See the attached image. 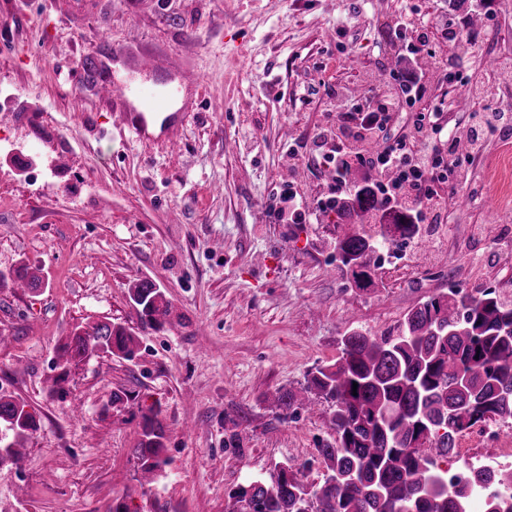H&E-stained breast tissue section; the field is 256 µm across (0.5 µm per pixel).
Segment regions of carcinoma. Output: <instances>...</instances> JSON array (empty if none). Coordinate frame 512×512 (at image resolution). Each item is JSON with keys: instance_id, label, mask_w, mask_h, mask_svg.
<instances>
[{"instance_id": "obj_1", "label": "carcinoma", "mask_w": 512, "mask_h": 512, "mask_svg": "<svg viewBox=\"0 0 512 512\" xmlns=\"http://www.w3.org/2000/svg\"><path fill=\"white\" fill-rule=\"evenodd\" d=\"M354 192L336 199L333 250L338 272L361 291L380 288L378 254L386 245L427 243L412 213L393 205L355 170L346 174ZM23 279L41 287L27 265L4 273L0 284ZM146 328L171 323V305L150 280L128 289ZM138 340L110 321L75 327L58 351L56 381L96 354L134 359ZM339 356L307 375L298 399L291 389L276 392L277 409L326 406L332 440L318 454L325 474L306 481L307 464H283L270 480H257L229 494L232 512H512V467L480 472L465 483L448 484L426 448L445 456L457 436L482 423L512 421V297L498 288H456L405 312L387 334L349 325ZM358 386H353V383ZM160 404L142 411L134 454L146 481L167 465ZM36 420L12 396L0 393V466L16 464Z\"/></svg>"}]
</instances>
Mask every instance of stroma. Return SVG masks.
Here are the masks:
<instances>
[{"mask_svg":"<svg viewBox=\"0 0 512 512\" xmlns=\"http://www.w3.org/2000/svg\"><path fill=\"white\" fill-rule=\"evenodd\" d=\"M487 2L490 29L470 32L468 53L440 44L433 68L400 64L424 71L452 127L471 121L465 81L512 57V0ZM408 10L418 28L445 16L459 30L467 14L448 0H0V96L14 101L0 134L19 145L0 157V271L23 259L43 281L0 287V391L39 421L20 462L0 468V510L112 512L122 496L131 512H225L237 486L308 460L319 482L324 407L283 417L272 394L334 362L348 324L380 333L431 295L512 277V138L495 133L468 167L478 201L461 195L441 246L408 247L379 292L329 275L324 218L269 221L283 183L325 190L313 138L396 55ZM116 48L131 68L152 55L158 82L178 58L189 105L179 153L113 125L120 106L102 84ZM30 159L50 165L47 182L21 173ZM143 278L172 303L175 327L142 328L127 290ZM101 320L136 333V357L94 356L57 382L59 346ZM117 390L130 396L118 407ZM155 402L169 464L145 485L133 450L139 409ZM235 427L245 447L227 444Z\"/></svg>","mask_w":512,"mask_h":512,"instance_id":"stroma-1","label":"stroma"}]
</instances>
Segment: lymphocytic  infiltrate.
Wrapping results in <instances>:
<instances>
[{
  "mask_svg": "<svg viewBox=\"0 0 512 512\" xmlns=\"http://www.w3.org/2000/svg\"><path fill=\"white\" fill-rule=\"evenodd\" d=\"M426 92L425 82L390 75L352 111L337 113L334 124L318 131L314 153L334 172L327 194L317 201L320 210H328L337 197L349 193L344 173L358 164L373 174L385 197L412 211L418 223L443 222L448 180L465 176L470 162L469 156L451 149L456 135L443 121L444 102H431L416 112L409 133L390 140L382 136L396 113L423 99ZM473 96L482 103L475 114L481 135L512 126L511 104L490 98L481 83L475 84Z\"/></svg>",
  "mask_w": 512,
  "mask_h": 512,
  "instance_id": "obj_1",
  "label": "lymphocytic infiltrate"
}]
</instances>
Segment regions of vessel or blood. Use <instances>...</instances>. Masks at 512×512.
<instances>
[{
    "mask_svg": "<svg viewBox=\"0 0 512 512\" xmlns=\"http://www.w3.org/2000/svg\"><path fill=\"white\" fill-rule=\"evenodd\" d=\"M107 89L114 101L124 104L125 109L117 115L120 127L128 129L137 138H144L150 126H159L166 137L170 151L181 146L179 137L181 124L171 106L178 97V89L161 93L149 83L133 85L124 81H109Z\"/></svg>",
    "mask_w": 512,
    "mask_h": 512,
    "instance_id": "obj_1",
    "label": "vessel or blood"
}]
</instances>
